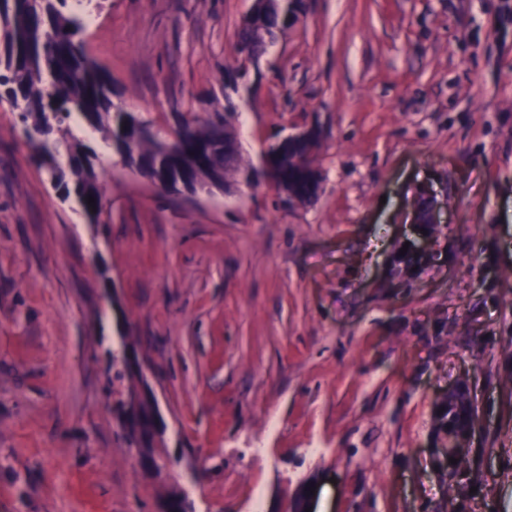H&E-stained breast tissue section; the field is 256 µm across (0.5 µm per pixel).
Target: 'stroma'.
Segmentation results:
<instances>
[{"label":"stroma","mask_w":512,"mask_h":512,"mask_svg":"<svg viewBox=\"0 0 512 512\" xmlns=\"http://www.w3.org/2000/svg\"><path fill=\"white\" fill-rule=\"evenodd\" d=\"M252 0H105L82 38L160 136L229 112L250 182L161 196L114 164L100 224L0 102V512H158L112 413L126 333L195 512H512V0H304L253 63ZM323 132L287 205L263 151ZM425 261L396 263L421 230ZM477 415L456 489L437 407Z\"/></svg>","instance_id":"35a3bbf8"}]
</instances>
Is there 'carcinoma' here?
I'll list each match as a JSON object with an SVG mask.
<instances>
[{"mask_svg":"<svg viewBox=\"0 0 512 512\" xmlns=\"http://www.w3.org/2000/svg\"><path fill=\"white\" fill-rule=\"evenodd\" d=\"M83 18L68 10V0H0V101L19 109L25 143L51 186L64 201H74L90 224L103 212L101 175L107 165L74 133L71 118L93 126L94 132L124 167L159 181L182 182L191 189L214 186L239 173L241 154L224 157V146L235 142L223 113L184 123L175 130L181 148L170 149L152 132L149 121H137L112 96V79L89 55L80 38ZM94 198L91 210L88 197ZM112 412L121 423V436L131 448H143L144 458L165 459L156 446L155 412L145 401L127 410L124 397L137 390L139 375L124 358L112 356ZM438 427L458 433L472 421L467 393L457 392L437 412ZM186 497L172 490L166 512H193Z\"/></svg>","mask_w":512,"mask_h":512,"instance_id":"1","label":"carcinoma"}]
</instances>
